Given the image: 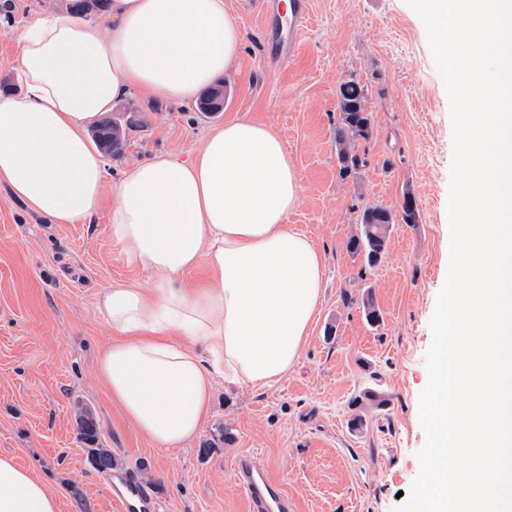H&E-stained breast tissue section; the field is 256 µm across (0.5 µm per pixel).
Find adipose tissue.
<instances>
[{
    "label": "adipose tissue",
    "instance_id": "1",
    "mask_svg": "<svg viewBox=\"0 0 512 512\" xmlns=\"http://www.w3.org/2000/svg\"><path fill=\"white\" fill-rule=\"evenodd\" d=\"M108 26L106 35L100 23L50 13L20 29L24 94H0V181L57 224L84 223L99 204L107 167L88 125L136 90L195 100L242 40L224 0H112ZM300 190L279 137L246 119L212 132L193 159L161 154L118 183L114 234L159 278L101 291L98 309L120 338L99 371L158 446L199 434L225 372L266 386L299 359L324 276L321 255L286 223ZM202 264L209 284L184 287ZM0 512L59 505L29 469L0 455Z\"/></svg>",
    "mask_w": 512,
    "mask_h": 512
}]
</instances>
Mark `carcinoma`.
<instances>
[{"mask_svg": "<svg viewBox=\"0 0 512 512\" xmlns=\"http://www.w3.org/2000/svg\"><path fill=\"white\" fill-rule=\"evenodd\" d=\"M368 90L354 78L341 83L338 92L340 124L336 128V149L340 164V175L349 176L362 166L363 160L352 151L349 144L358 140H367L372 134V113L367 109ZM94 137L111 151L122 148L124 136L116 133V127L106 121L94 125ZM401 219L406 224L417 223V210L410 192L403 193ZM394 223V215L381 207L367 208L363 211L359 232L353 234L347 248L355 255L364 257L367 265H377L384 257L388 247V230ZM367 402L378 408L387 405L386 398L374 389L366 390L352 400L357 406Z\"/></svg>", "mask_w": 512, "mask_h": 512, "instance_id": "1", "label": "carcinoma"}]
</instances>
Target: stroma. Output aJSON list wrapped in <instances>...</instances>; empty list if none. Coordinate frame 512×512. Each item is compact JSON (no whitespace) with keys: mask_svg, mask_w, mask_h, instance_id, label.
I'll return each mask as SVG.
<instances>
[{"mask_svg":"<svg viewBox=\"0 0 512 512\" xmlns=\"http://www.w3.org/2000/svg\"><path fill=\"white\" fill-rule=\"evenodd\" d=\"M69 2L0 0V86L9 93L22 92L16 31L67 11ZM224 7L243 40L221 79L223 111L205 116L196 104L140 93L116 102L115 111L134 112L141 124L121 156L107 157L108 189L85 223H50L0 183V454L39 477L60 512H113L109 481L80 438L85 408L100 447L148 485L158 512H247L233 474L241 453L257 456L297 512H393L420 471L429 321L450 257L452 124L426 28L406 0H308L298 52L274 70L264 58L259 6L224 0ZM351 77L368 89L373 130L354 145L362 166L343 178L337 92ZM235 118L265 124L284 144L301 185L287 224L324 260L320 298L288 375L264 387L218 381L198 436L163 449L126 418L98 370L115 337L97 308L100 290L157 278L113 234L111 187L154 156L192 158ZM407 193L414 224L400 219ZM368 207L396 217L373 267L346 247ZM367 300L380 322L367 321ZM369 387L386 395L384 409L353 405ZM357 415L359 432L348 426Z\"/></svg>","mask_w":512,"mask_h":512,"instance_id":"1","label":"stroma"}]
</instances>
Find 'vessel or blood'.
<instances>
[{
	"instance_id": "1",
	"label": "vessel or blood",
	"mask_w": 512,
	"mask_h": 512,
	"mask_svg": "<svg viewBox=\"0 0 512 512\" xmlns=\"http://www.w3.org/2000/svg\"><path fill=\"white\" fill-rule=\"evenodd\" d=\"M264 18L265 53L279 59L294 52L307 20V0H261ZM238 488L248 512H294V502L281 484L251 457L234 462ZM112 501L118 512H155L150 489L131 472L112 475Z\"/></svg>"
}]
</instances>
